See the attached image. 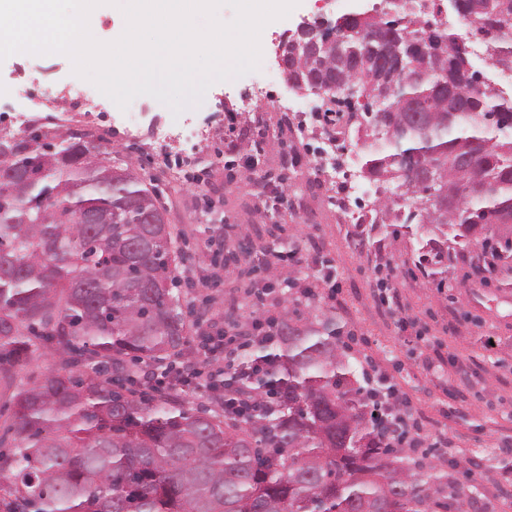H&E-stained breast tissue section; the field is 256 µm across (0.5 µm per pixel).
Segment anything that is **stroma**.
I'll list each match as a JSON object with an SVG mask.
<instances>
[{
  "label": "stroma",
  "instance_id": "1",
  "mask_svg": "<svg viewBox=\"0 0 512 512\" xmlns=\"http://www.w3.org/2000/svg\"><path fill=\"white\" fill-rule=\"evenodd\" d=\"M351 0H300L282 19L265 26L260 36L264 55L258 69L239 79L214 83L199 106L173 115L154 99H135L120 110L102 99L90 119L96 137L108 142L112 159L135 161L140 179L154 186L166 217L185 253L179 266L184 281L182 304L191 310L194 326L189 338L196 353L191 362L200 369L198 382L186 385L185 400L197 408L216 402L208 388L209 375L223 369V361H205L200 354L204 333L223 328L228 311L248 315L252 304L245 295L249 281L265 286L263 272L240 277L236 267L214 265L210 244L223 239L236 250L240 235L276 249L301 248L306 261L296 273L298 285L320 283L332 273L338 287L335 300L321 299L320 312L342 326V341L363 370L376 364L379 386L394 387L407 399L418 418L437 436L457 447L455 458H437L439 472L457 473L480 460L477 475L467 482L466 494L481 512H512V487L501 484L510 458L491 457L489 451L504 437L512 438V268L503 267L489 281L466 277L464 259L483 250L482 241L466 247L437 240L434 250L443 257L447 287L439 289L409 275L416 259L413 239L387 236L374 211V184L363 183L365 206L356 220H344L332 203L329 189L316 167L324 135L310 125L300 135L277 109L289 100L305 117H312L319 97L289 89L275 61V42L301 18H338L350 11ZM25 82L32 97L43 98L49 109L78 92L94 93L90 82L76 76L69 57L18 53L0 62V114L24 113L26 99L15 94ZM139 115L140 133L131 140L122 134L127 112ZM161 130L177 132L171 142H159ZM296 152L300 163L280 167L284 153ZM210 178L207 196L193 184L199 172ZM284 175L287 209L258 212L253 183L268 175ZM400 272L401 302L426 328L434 367H426L413 351L418 343L411 332L399 331L378 297L388 264Z\"/></svg>",
  "mask_w": 512,
  "mask_h": 512
}]
</instances>
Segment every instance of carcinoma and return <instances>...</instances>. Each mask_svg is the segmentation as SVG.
I'll list each match as a JSON object with an SVG mask.
<instances>
[{
  "label": "carcinoma",
  "mask_w": 512,
  "mask_h": 512,
  "mask_svg": "<svg viewBox=\"0 0 512 512\" xmlns=\"http://www.w3.org/2000/svg\"><path fill=\"white\" fill-rule=\"evenodd\" d=\"M453 11L512 71V0H456ZM345 40L294 54L288 80L329 87L354 78L373 107L364 173L395 180L434 169L438 202L407 198L404 222L467 245L512 224V98L475 92L471 52L448 22L342 15ZM402 58L407 70L394 59ZM410 80L409 98L391 87ZM39 128L0 149V379L36 353L55 365L9 396L0 439V512H464L465 489L391 444L366 400L335 318L285 312L272 347L252 356L257 404L210 413L160 386L139 392L135 367L193 354L178 255L156 192L112 153L70 134L54 152ZM477 180L483 190L465 198Z\"/></svg>",
  "instance_id": "obj_1"
}]
</instances>
